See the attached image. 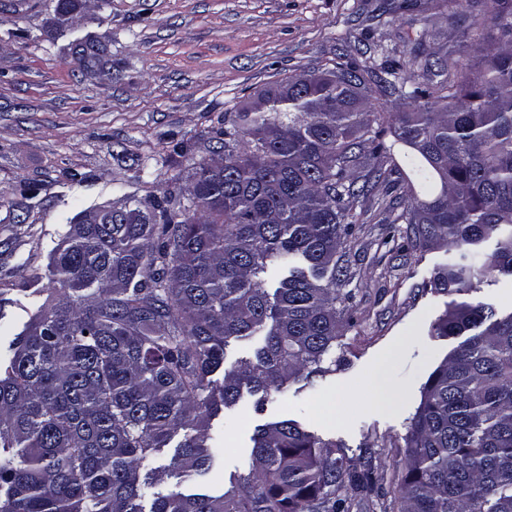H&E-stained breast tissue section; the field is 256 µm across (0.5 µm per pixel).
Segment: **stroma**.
<instances>
[{"mask_svg": "<svg viewBox=\"0 0 512 512\" xmlns=\"http://www.w3.org/2000/svg\"><path fill=\"white\" fill-rule=\"evenodd\" d=\"M0 13V345L19 333L49 294L50 258L76 215L122 196L181 199L195 162L208 157L226 118L288 76L334 67H398L422 74L411 47L423 41L447 62L497 36L481 0H88L91 20L56 40L45 33L50 0H13ZM92 35L112 59L111 80L72 72L67 45ZM361 223L346 259L352 319L333 354L335 372L289 384L285 401L246 394L212 419L213 465L189 490L223 493L248 470L259 425L293 419L335 439L372 489L350 488L357 512H401L403 443L432 372L455 338L434 326L451 302L512 311V278L462 294L431 288L442 249H409L392 196L376 186L357 203ZM26 213L24 223L13 217ZM381 371L388 393L367 382Z\"/></svg>", "mask_w": 512, "mask_h": 512, "instance_id": "35a3bbf8", "label": "stroma"}]
</instances>
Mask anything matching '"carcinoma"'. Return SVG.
Here are the masks:
<instances>
[{"label": "carcinoma", "mask_w": 512, "mask_h": 512, "mask_svg": "<svg viewBox=\"0 0 512 512\" xmlns=\"http://www.w3.org/2000/svg\"><path fill=\"white\" fill-rule=\"evenodd\" d=\"M52 2L64 23L85 0ZM490 8L507 41L477 45L456 80L443 60L422 80L347 62L290 76L224 124L178 205L127 195L98 224L77 215L44 274L56 302L0 359V512H350L339 491L371 473L292 419L256 429L251 468L224 493L181 486L210 467L220 407L336 371L352 210L370 186L406 203L412 246L448 251L430 287L512 276V0ZM69 54L112 81L99 41ZM375 93L410 109L386 117ZM273 267L287 274L271 290ZM434 330L462 341L410 420L402 512H512V312L452 303ZM251 336L255 358L210 379L230 340ZM181 430L170 465L147 468ZM168 479L175 490L145 509L144 489Z\"/></svg>", "instance_id": "1"}]
</instances>
